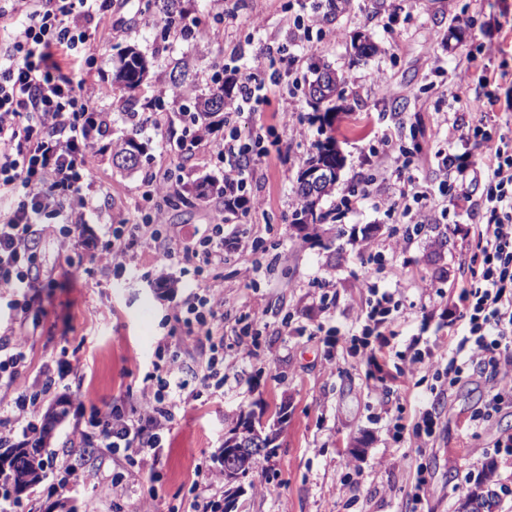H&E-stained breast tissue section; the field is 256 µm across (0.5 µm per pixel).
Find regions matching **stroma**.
Segmentation results:
<instances>
[{"label": "stroma", "mask_w": 512, "mask_h": 512, "mask_svg": "<svg viewBox=\"0 0 512 512\" xmlns=\"http://www.w3.org/2000/svg\"><path fill=\"white\" fill-rule=\"evenodd\" d=\"M145 3L125 0L113 14L112 37L101 42L93 69L99 83L111 85L118 51L137 46L153 62L136 92L140 102L152 101L175 75L192 95L207 93V76L218 62L225 78L240 79L250 57L270 45H284L293 57L279 84L270 86L267 104L234 117L252 159L243 197H259L264 206L228 210L223 196L195 198L196 181L223 178L224 163L194 146L179 99L161 105V127L141 126L146 148L139 167H114L110 140L130 133L132 121L113 101L111 137L91 156L94 182L111 187L107 207L140 221L145 176L169 174L185 201L167 207L164 233L181 239L224 210L226 260L216 278L198 279L177 264L154 266L136 247L123 270L102 271L89 260L107 240L96 213L82 234L45 246L42 303L27 321L0 299V328L21 325L30 333L28 360L11 394H39L37 423L59 403L68 408L46 448L47 477L15 498L16 512H60L63 502L74 512H141L147 501L154 512H191L200 492L223 499L224 485H205L212 456L233 420L249 412L284 425L273 453L259 456L249 474L236 512H454L458 486L475 488L490 462L503 488L500 512H512V454L496 445L512 434V403L479 424L472 417L489 398L488 374L469 371L446 392L444 371L425 369L410 380L403 375L413 356L447 357L448 301L476 265V218L440 156L470 145L449 144L441 116L452 109L463 122H476L469 106L476 97L491 99L494 111H512V82L473 79L458 88L451 81L471 69L472 54L481 51L489 70L512 73V31L495 22L501 12L512 13V0H353L301 42L292 40L290 21L307 7L327 14V0H180L184 17L204 25L235 14V27L208 43L163 35L158 14ZM258 18L264 25L257 30ZM360 35L370 36L379 52L354 58L351 42ZM318 62L343 80L333 129L345 165L335 193L321 202L331 232L316 240L293 215L300 207L297 172L320 137L307 97ZM288 102L295 110L281 117ZM398 155L406 167L393 164ZM402 190L420 193L422 205L436 212L434 223L416 224L403 208L379 206V199ZM441 230L448 243L437 251L431 243ZM71 257L86 260L87 272L67 280L62 273ZM247 267L254 270L248 281L241 277ZM163 278L173 287H160ZM215 282L224 289V359L235 364L223 388L191 382L195 395L176 409L148 470L120 448H70L72 430L89 429L96 412L118 407L133 414L155 364L184 334L172 306L186 285ZM426 282L427 293L421 290ZM383 292L392 296L393 334L382 353L386 381L378 391L362 357L375 333L364 330L358 314ZM52 361L69 371L43 396L39 371ZM426 412L432 432L415 435ZM73 467L99 469L101 477L73 482ZM421 478L436 486L434 495L417 489ZM115 480L123 487L118 495Z\"/></svg>", "instance_id": "obj_1"}]
</instances>
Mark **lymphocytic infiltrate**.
Wrapping results in <instances>:
<instances>
[{
    "mask_svg": "<svg viewBox=\"0 0 512 512\" xmlns=\"http://www.w3.org/2000/svg\"><path fill=\"white\" fill-rule=\"evenodd\" d=\"M113 0H0V296H11L14 310L29 313L31 290L41 287L38 256L44 241L63 231H79L98 210L89 193L91 153L112 128L104 88L92 68L101 40L98 25L111 18ZM269 73L264 53L237 88L238 111H259ZM218 153L223 157L224 199L238 202L251 176V160L236 133ZM460 186L483 188V206L473 229L481 265L464 287L449 326L467 333L449 358L448 382L456 384L473 364L512 372V138L494 146L475 145L445 160ZM163 211L129 223L123 214L107 218L109 238L94 258L108 270L123 266L131 245H144L154 265L179 263L201 274L224 265V216L192 238L173 241L161 232ZM187 335H204L209 356L185 379L184 365L159 367L158 388H143L137 418L109 410L98 413L97 438L74 431L71 445L122 448L148 463L171 429L174 411L190 380L208 384L224 375V354L216 339L224 328V291L211 286L191 291L173 311ZM25 395L0 396V446L32 440L38 428L26 422Z\"/></svg>",
    "mask_w": 512,
    "mask_h": 512,
    "instance_id": "1",
    "label": "lymphocytic infiltrate"
}]
</instances>
